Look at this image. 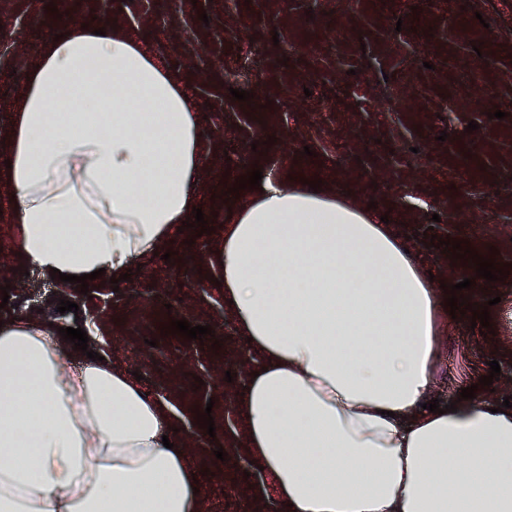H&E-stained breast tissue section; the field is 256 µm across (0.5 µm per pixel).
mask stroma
<instances>
[{
  "instance_id": "35a3bbf8",
  "label": "stroma",
  "mask_w": 512,
  "mask_h": 512,
  "mask_svg": "<svg viewBox=\"0 0 512 512\" xmlns=\"http://www.w3.org/2000/svg\"><path fill=\"white\" fill-rule=\"evenodd\" d=\"M74 21L128 31L184 81L203 131L199 207L213 228L167 243L177 260L143 255L129 280L96 278L84 292L61 290L15 255L5 166L26 72ZM234 88L259 107L233 100ZM256 167L274 180L320 181L387 216L435 283L468 273L431 247L434 236L497 249V262L512 264V0H119L112 9L72 0L59 15L44 0H0V286L11 288L0 321L57 314L114 365L142 374L147 394L172 401L207 512H287L271 475L238 445L239 402L261 355L224 305L216 258L226 192ZM466 295L488 303L494 331L472 329L467 315L449 320L429 392L444 406L473 384L478 395L512 397V354L499 350L512 341V274L476 278ZM63 299L78 312L58 313ZM173 319L212 332L167 334ZM493 360L498 381L480 385ZM205 408L211 435L197 424Z\"/></svg>"
}]
</instances>
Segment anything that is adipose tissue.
<instances>
[{
    "instance_id": "adipose-tissue-1",
    "label": "adipose tissue",
    "mask_w": 512,
    "mask_h": 512,
    "mask_svg": "<svg viewBox=\"0 0 512 512\" xmlns=\"http://www.w3.org/2000/svg\"><path fill=\"white\" fill-rule=\"evenodd\" d=\"M28 75L8 138L17 252L45 275H123L199 203V116L118 27H70ZM218 259L263 356L242 445L294 512H512V407L424 409L438 298L385 225L265 181L232 211ZM173 419L48 316L0 326V512H205Z\"/></svg>"
}]
</instances>
